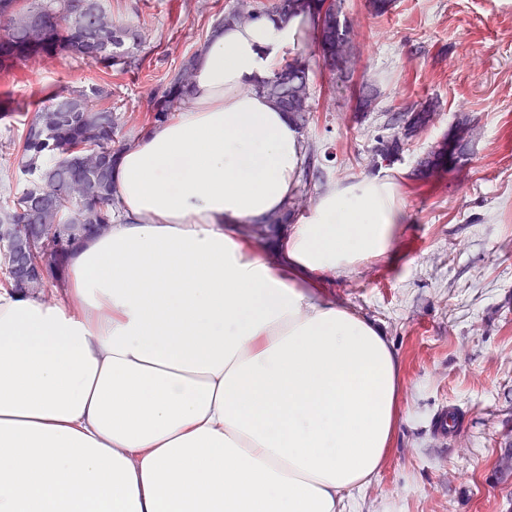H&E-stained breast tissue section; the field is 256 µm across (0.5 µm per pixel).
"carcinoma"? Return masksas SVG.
<instances>
[{
	"label": "carcinoma",
	"instance_id": "cac0c4a2",
	"mask_svg": "<svg viewBox=\"0 0 512 512\" xmlns=\"http://www.w3.org/2000/svg\"><path fill=\"white\" fill-rule=\"evenodd\" d=\"M73 0H0V16L8 10L37 13L50 23L41 40L32 43L21 22L0 26V69L16 63H40L67 55L109 72L128 73L139 69L136 49L145 40L132 26L116 25L107 34L86 23L68 24ZM276 13L289 17L308 13L318 17L319 46L324 61L338 66L339 48L345 42L340 32L336 5L323 8L321 0H278ZM108 52L96 55L103 43ZM196 56L189 57L178 75L166 86L150 92L152 119L160 122L175 111L188 94L194 78ZM307 58L297 55L286 61L274 75L257 86V91L274 101L293 122H307L315 111L308 82ZM106 94L102 87L88 91L76 87L58 88L27 123L22 137L20 161L15 169L0 171V189L5 201L0 205V225L10 216H27L15 236L0 243V274L5 286L25 289L39 295L45 288H60L64 283V258L71 243L90 233L99 232L102 224H112L114 205L112 161L129 145L116 139L124 117L110 106L97 103ZM434 106L422 103L414 109L402 135L379 142L377 155L387 161L396 155L402 138L425 124ZM86 153H96L103 164L89 171L81 164ZM303 195L292 198L286 210L265 220L267 224H284L288 216L299 211ZM29 252L33 275L21 280L11 269L12 255Z\"/></svg>",
	"mask_w": 512,
	"mask_h": 512
}]
</instances>
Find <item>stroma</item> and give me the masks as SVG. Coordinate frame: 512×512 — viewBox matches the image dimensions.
Here are the masks:
<instances>
[{
    "label": "stroma",
    "mask_w": 512,
    "mask_h": 512,
    "mask_svg": "<svg viewBox=\"0 0 512 512\" xmlns=\"http://www.w3.org/2000/svg\"><path fill=\"white\" fill-rule=\"evenodd\" d=\"M106 0L115 22L144 31L142 67L107 75L68 57L0 72V142L20 141L55 88L107 87L109 105L132 113L135 139L150 89L168 84L200 51L235 0ZM350 70L325 65L316 34L309 60L316 109L300 127L313 146L301 188L309 200L331 185L387 175L405 216L388 253L328 277L331 303L378 325L401 381L399 422L376 476L343 512H512V0H344ZM374 110L358 107L362 84ZM436 101L433 119L388 161L380 140L398 115ZM446 403L462 417L447 442L430 420Z\"/></svg>",
    "instance_id": "obj_1"
}]
</instances>
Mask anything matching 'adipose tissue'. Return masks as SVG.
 I'll return each mask as SVG.
<instances>
[{"label":"adipose tissue","instance_id":"adipose-tissue-1","mask_svg":"<svg viewBox=\"0 0 512 512\" xmlns=\"http://www.w3.org/2000/svg\"><path fill=\"white\" fill-rule=\"evenodd\" d=\"M316 27L211 30L181 108L117 154L112 227L73 242L59 300L0 289V512H336L380 467L394 355L321 288L387 253L398 185L329 187L272 257L236 233L298 185L300 133L256 87Z\"/></svg>","mask_w":512,"mask_h":512}]
</instances>
